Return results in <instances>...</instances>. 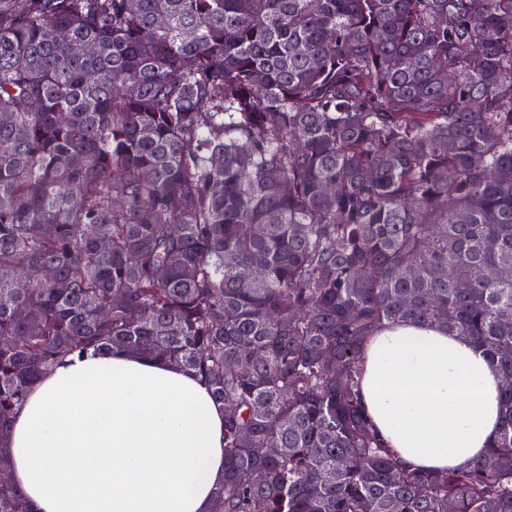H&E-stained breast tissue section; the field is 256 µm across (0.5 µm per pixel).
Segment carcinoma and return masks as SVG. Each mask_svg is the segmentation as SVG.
Returning a JSON list of instances; mask_svg holds the SVG:
<instances>
[{"label": "carcinoma", "instance_id": "carcinoma-1", "mask_svg": "<svg viewBox=\"0 0 512 512\" xmlns=\"http://www.w3.org/2000/svg\"><path fill=\"white\" fill-rule=\"evenodd\" d=\"M491 268H512V0H0V468L28 386L112 347L228 409L213 512H512ZM406 321L504 379L466 469L412 472L367 420L362 345ZM0 512L32 510L8 483Z\"/></svg>", "mask_w": 512, "mask_h": 512}]
</instances>
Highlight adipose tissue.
<instances>
[{
    "label": "adipose tissue",
    "mask_w": 512,
    "mask_h": 512,
    "mask_svg": "<svg viewBox=\"0 0 512 512\" xmlns=\"http://www.w3.org/2000/svg\"><path fill=\"white\" fill-rule=\"evenodd\" d=\"M503 385L479 345L434 324L387 325L364 344L362 405L414 471L481 458ZM9 449L11 482L34 512H211L224 480V409L196 371L90 350L29 388Z\"/></svg>",
    "instance_id": "obj_1"
}]
</instances>
